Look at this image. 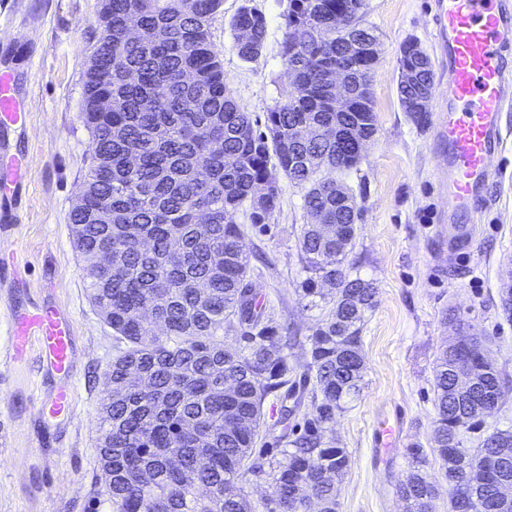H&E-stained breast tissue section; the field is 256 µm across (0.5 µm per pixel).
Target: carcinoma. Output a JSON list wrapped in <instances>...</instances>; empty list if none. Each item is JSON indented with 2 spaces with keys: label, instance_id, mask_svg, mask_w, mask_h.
Wrapping results in <instances>:
<instances>
[{
  "label": "carcinoma",
  "instance_id": "cac0c4a2",
  "mask_svg": "<svg viewBox=\"0 0 512 512\" xmlns=\"http://www.w3.org/2000/svg\"><path fill=\"white\" fill-rule=\"evenodd\" d=\"M224 0H103L93 45L98 68L86 72L82 118L92 135L91 155L70 223L82 225L81 253L112 248L120 260L112 272L89 265L88 293L108 312L106 323L124 344L112 360V393L104 396L101 466L112 467L113 512H254L246 485L262 479L274 494L263 512H338L336 484L324 473L349 465L345 449L325 433L344 405L364 388L362 331L376 306V288L344 267L356 226L349 211L336 213V193H325L324 169L348 171L361 156L336 141V125L372 138L376 132L372 82L379 53L346 55L364 0H289L280 46L284 63L296 66L307 96L288 98L251 119L224 82V66L210 25ZM243 0L231 28L238 56L251 61L264 49L265 15ZM135 28L154 33L134 41ZM414 42L400 53L398 90L405 111H421L432 94L430 61L415 82L406 79ZM351 70L355 112L331 105L332 90L321 73ZM110 98L118 107L102 112ZM305 190L306 210L341 221L340 239H323L317 226L301 227L299 247L306 278L303 297L321 296L318 284L335 283L333 306L317 325L304 354L285 352V328L256 300L239 217L262 231L280 205L276 173ZM112 209L113 223L93 224L90 213ZM206 212L207 223L198 221ZM162 321L156 335L146 315ZM241 337L240 350L224 345V324ZM475 355L471 393L453 388V354L444 351L434 370L437 419L434 459L446 482L461 465L474 472L465 512H512V498L497 496L501 467L512 477V429L496 428L479 446L468 434L484 424L483 400L504 396L499 368L484 363L482 341L468 336ZM304 369L303 384L293 377ZM310 398L304 430L288 428L295 409L286 402ZM283 403L279 456L256 451L267 428L264 404ZM469 416L456 429L453 419ZM411 470L399 490L408 512H434L437 486L428 480L429 459L413 443Z\"/></svg>",
  "mask_w": 512,
  "mask_h": 512
}]
</instances>
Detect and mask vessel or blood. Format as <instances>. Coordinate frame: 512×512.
Returning a JSON list of instances; mask_svg holds the SVG:
<instances>
[{
    "instance_id": "1",
    "label": "vessel or blood",
    "mask_w": 512,
    "mask_h": 512,
    "mask_svg": "<svg viewBox=\"0 0 512 512\" xmlns=\"http://www.w3.org/2000/svg\"><path fill=\"white\" fill-rule=\"evenodd\" d=\"M430 22L435 31L448 97L435 112V140L441 147L435 174L448 191V210L455 219L451 239L464 247L474 225L458 217L472 213L489 175V163L500 152L501 114L512 101V76L502 58L512 46V0H433ZM28 116L11 93L9 77L0 75V126L26 125ZM26 179L24 160H13L0 175V221L14 219V198ZM37 343L47 370L59 385L37 402L40 415L58 418L71 411L77 344L71 317L53 307L14 316L8 353L18 359Z\"/></svg>"
}]
</instances>
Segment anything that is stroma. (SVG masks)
I'll use <instances>...</instances> for the list:
<instances>
[{"mask_svg": "<svg viewBox=\"0 0 512 512\" xmlns=\"http://www.w3.org/2000/svg\"><path fill=\"white\" fill-rule=\"evenodd\" d=\"M241 0H224L211 35L224 80L252 119L282 101L290 78L279 54L288 0H253L268 22L265 47L241 60L230 20ZM432 0H365L361 25L378 38L372 85L377 132L356 169L330 171L360 209L344 265L374 283L377 305L363 327L365 386L337 414L331 435L347 450L338 476V512H406L398 494L410 469L406 450L430 447L435 409V362L452 340L450 317H461L487 339L502 368L506 406L487 427H512V320L501 306L512 288V111L503 113V151L493 165L500 177L483 191L478 233L469 249L449 253L438 236L444 194L433 176L436 152L431 108L403 111L398 95L402 45L416 41L437 60L427 22ZM102 0H0V73L11 74L26 104L25 128L0 127V164L25 156L27 188L15 223L0 227V512H112L97 454L106 373L115 357L112 330L86 291L87 258L77 249L69 213L90 159L91 134L81 118L83 86ZM280 206L266 231L244 230L253 287L301 354L328 304L311 305L298 292L304 278L301 225L311 217L303 189L280 180ZM56 306L68 312L77 336L73 413L42 418L37 397L53 386L38 345L18 363L5 349L15 310ZM398 425L400 437L379 447L380 428Z\"/></svg>", "mask_w": 512, "mask_h": 512, "instance_id": "1", "label": "stroma"}]
</instances>
